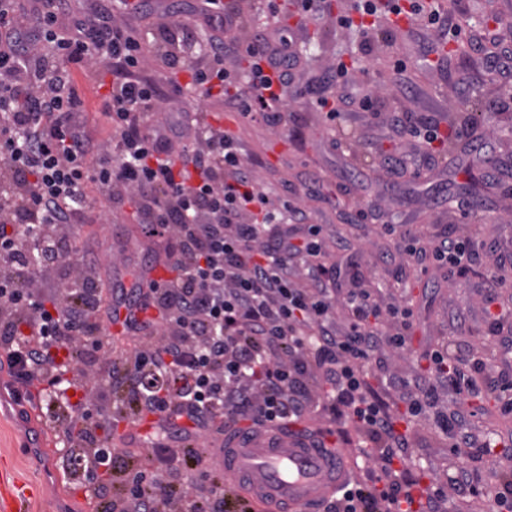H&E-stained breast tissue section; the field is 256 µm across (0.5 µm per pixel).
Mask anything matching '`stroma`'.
<instances>
[{"label": "stroma", "mask_w": 512, "mask_h": 512, "mask_svg": "<svg viewBox=\"0 0 512 512\" xmlns=\"http://www.w3.org/2000/svg\"><path fill=\"white\" fill-rule=\"evenodd\" d=\"M198 7V0H127L124 18L144 27L158 22L161 12L174 10L187 17ZM430 40L429 32L398 20L383 23L366 36L343 33L330 24L312 25L295 39L308 60L297 79L319 76L340 58L352 67L356 80L370 85L382 111L409 109L430 114L445 125L467 126L466 137H452L438 146L432 169L397 187L391 186L383 162L410 153L411 148L368 113L344 112L336 121L326 122L306 100L289 99L281 126L260 119L244 122L225 111L222 103L200 97L189 87L188 73L162 70L152 58L147 72L183 87L179 97L164 103V111L199 109L206 111L213 127L231 126L255 163L258 183L272 207H280L284 189H292L312 223L321 225L325 245L332 248L339 236L348 239L349 250L332 249L330 254L331 261L348 273L344 287L356 284L369 289L381 303L412 306L415 321L405 348L382 347L375 361L413 378L427 374L431 351L469 344L483 350L491 376L512 374V353L506 344L486 336L483 302L476 288L492 270V261L450 280L444 269L432 266L423 271L400 257L384 231L388 224L414 225L428 249L449 233L470 241L479 251L492 241L512 247V197L501 192L512 182V111L491 114L483 106L490 95L512 92V74L486 73L479 53L459 50L454 40L432 54L431 65L421 64L419 52ZM396 55L408 60L400 77L391 69ZM79 83L86 107L85 131L92 144L115 142L112 128L99 112L107 87L97 77L83 76ZM474 142L482 144V151L471 150ZM86 193L93 209L89 223L74 225L70 231L74 259L88 271L106 269L112 287L129 284L164 245L144 233H129V226L136 223L133 207L123 208L122 218L117 219L95 184H87ZM361 209L370 211L371 217L366 223H354ZM459 311L467 317L460 332L450 321L451 314ZM371 383L399 415V427L410 430L408 468L421 476L423 484L448 487L447 512H487L486 500H469L450 490L457 459L449 451L448 439L431 430L428 416L405 419L398 392L384 387L380 377H373ZM42 388L37 380L19 384L0 350V395L6 398L0 405V467L36 485L28 512H95L98 503L111 499L112 482L106 476L92 482L85 470H70L68 434L81 422L68 405L50 407ZM441 404L470 415L476 428L490 433L491 452L468 459L467 464L478 473L483 487L498 489L512 473V418L502 416L499 401L485 395L445 393Z\"/></svg>", "instance_id": "stroma-1"}]
</instances>
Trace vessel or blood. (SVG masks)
Segmentation results:
<instances>
[{
  "mask_svg": "<svg viewBox=\"0 0 512 512\" xmlns=\"http://www.w3.org/2000/svg\"><path fill=\"white\" fill-rule=\"evenodd\" d=\"M224 447V478L247 499L254 512H277L297 503L318 505L347 477L341 448H317L312 439L296 433L215 437ZM33 484L0 473V512H24L34 497Z\"/></svg>",
  "mask_w": 512,
  "mask_h": 512,
  "instance_id": "obj_1",
  "label": "vessel or blood"
}]
</instances>
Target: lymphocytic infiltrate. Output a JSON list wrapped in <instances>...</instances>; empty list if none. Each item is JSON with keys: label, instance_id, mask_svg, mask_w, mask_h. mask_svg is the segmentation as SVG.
<instances>
[{"label": "lymphocytic infiltrate", "instance_id": "1", "mask_svg": "<svg viewBox=\"0 0 512 512\" xmlns=\"http://www.w3.org/2000/svg\"><path fill=\"white\" fill-rule=\"evenodd\" d=\"M202 21L171 14L151 32L122 18L126 0H0V349L19 382H58L63 358L84 364L92 378L126 388L137 411L187 416L214 429L216 418L274 426L310 409L339 425L351 424L377 467L366 480L341 488L323 512H440L449 491L480 496L479 480L458 468L452 490L422 486L405 469L410 437L369 381V362L382 346L405 347L413 326L410 308L382 305L363 288L344 298L348 321L337 329L332 292L340 269L327 261L321 228L293 200L270 205L252 162L232 132L208 125L204 113L159 121L161 101L180 94L144 73L147 53L169 69L186 70L196 91L219 98L241 119L276 126L288 95L308 98L325 120L338 116L325 93L334 87L360 111L375 112L372 91L358 84L344 61L322 84H298L301 64L293 30L334 20L343 30L368 31L381 18L413 19L437 41L461 38L464 29L431 0H352L331 13L329 0H296L295 25L276 31L250 27L243 13L208 0ZM102 67L110 90L101 111L119 139L93 146L85 136L76 72ZM384 120L420 146L424 161L441 140L438 122L411 110ZM95 183L114 206L133 201L140 223L167 242L169 278L149 290L116 289L130 310L127 331L145 348L116 361L106 356L101 290L76 274L63 295L44 289L46 276L72 256L65 229L84 223L92 207L85 187ZM399 251L418 264L432 261L463 274L479 264L468 241L447 236L432 251L417 248L405 227L389 226ZM305 282H298V275ZM154 307L161 323L139 319ZM431 379H386L401 390L408 416L431 409L432 428L448 436L453 456L480 454L491 442L474 434L463 412L439 407L441 390L480 393L489 379L478 348L430 354ZM188 377L169 390L172 374ZM93 447L88 469L120 480L100 512H224V472L200 471L193 494L172 480L174 463L195 466L205 449L158 446L153 470L131 467L94 424L81 430Z\"/></svg>", "mask_w": 512, "mask_h": 512}]
</instances>
